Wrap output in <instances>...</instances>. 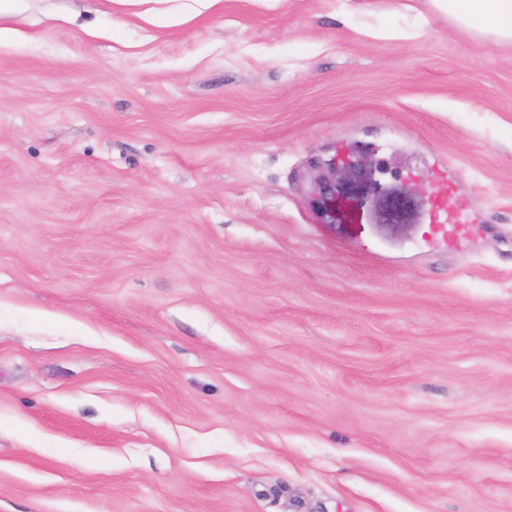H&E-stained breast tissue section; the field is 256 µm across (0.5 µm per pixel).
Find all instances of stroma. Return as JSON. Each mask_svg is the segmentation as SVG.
I'll return each instance as SVG.
<instances>
[{"instance_id": "1", "label": "stroma", "mask_w": 512, "mask_h": 512, "mask_svg": "<svg viewBox=\"0 0 512 512\" xmlns=\"http://www.w3.org/2000/svg\"><path fill=\"white\" fill-rule=\"evenodd\" d=\"M358 2L0 11V512H512V47ZM373 173V160L365 156L357 164L343 163L336 184V164L331 165L330 176L320 177L317 181L321 193L331 202L332 208L328 210L331 217L336 221V200L339 202L337 211L340 215L344 206L362 209L369 194H372L374 210L381 218L379 224H394L402 228L414 225L409 224L407 217L415 205V200L422 202L423 198L414 196L413 190L408 186L386 193L380 183L373 180ZM425 218L432 226L433 237L448 246L458 245L470 233V223L464 219L453 185L443 172L436 174L431 204Z\"/></svg>"}]
</instances>
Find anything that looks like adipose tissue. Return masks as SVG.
I'll use <instances>...</instances> for the list:
<instances>
[{"label": "adipose tissue", "instance_id": "adipose-tissue-1", "mask_svg": "<svg viewBox=\"0 0 512 512\" xmlns=\"http://www.w3.org/2000/svg\"><path fill=\"white\" fill-rule=\"evenodd\" d=\"M433 13L479 42L512 46V0H426Z\"/></svg>", "mask_w": 512, "mask_h": 512}]
</instances>
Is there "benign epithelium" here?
Here are the masks:
<instances>
[{
	"label": "benign epithelium",
	"mask_w": 512,
	"mask_h": 512,
	"mask_svg": "<svg viewBox=\"0 0 512 512\" xmlns=\"http://www.w3.org/2000/svg\"><path fill=\"white\" fill-rule=\"evenodd\" d=\"M373 160L367 156L356 164L344 163L341 172H336V165H331L330 175L318 179L323 196L331 202L329 213L336 217V210L346 206L350 209H362L368 197H373L375 212L382 224H394L405 228L409 226L408 215L415 201L423 198L414 196L413 190L402 186L392 191H385L373 180Z\"/></svg>",
	"instance_id": "benign-epithelium-1"
}]
</instances>
